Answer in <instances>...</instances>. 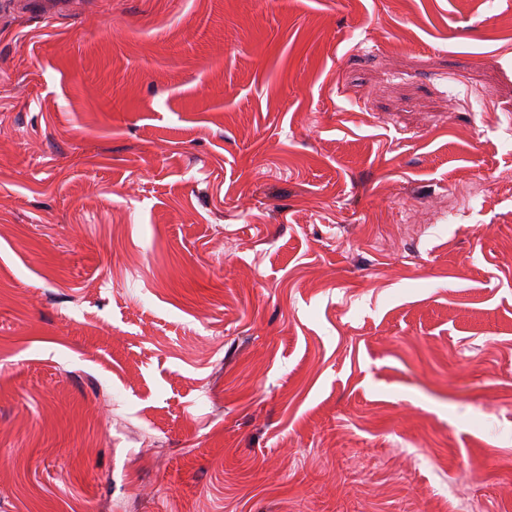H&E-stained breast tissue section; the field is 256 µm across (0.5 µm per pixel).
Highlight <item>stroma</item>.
Here are the masks:
<instances>
[{
  "label": "stroma",
  "instance_id": "stroma-1",
  "mask_svg": "<svg viewBox=\"0 0 512 512\" xmlns=\"http://www.w3.org/2000/svg\"><path fill=\"white\" fill-rule=\"evenodd\" d=\"M511 17L0 12V512H512Z\"/></svg>",
  "mask_w": 512,
  "mask_h": 512
}]
</instances>
